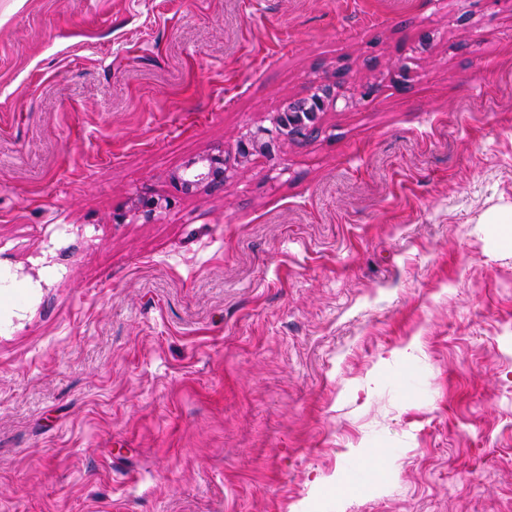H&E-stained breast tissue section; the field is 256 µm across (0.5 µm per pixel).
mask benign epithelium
I'll use <instances>...</instances> for the list:
<instances>
[{"label": "benign epithelium", "instance_id": "benign-epithelium-1", "mask_svg": "<svg viewBox=\"0 0 512 512\" xmlns=\"http://www.w3.org/2000/svg\"><path fill=\"white\" fill-rule=\"evenodd\" d=\"M337 101L335 87L330 81L318 82L312 92L304 97L289 102L285 111L278 114L274 120L275 131L278 136L296 141L305 138L317 129L318 117L325 111L328 105ZM276 139L272 130L259 127L247 133L239 142V156L248 160L254 151H268ZM226 178V166L224 156L220 154L210 155L206 163L200 169H188L177 178V183L184 191L191 190L200 183L222 184ZM173 205L171 198H155L151 196H137L134 213L151 220L157 213L169 209Z\"/></svg>", "mask_w": 512, "mask_h": 512}]
</instances>
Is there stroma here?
Segmentation results:
<instances>
[{
    "instance_id": "stroma-1",
    "label": "stroma",
    "mask_w": 512,
    "mask_h": 512,
    "mask_svg": "<svg viewBox=\"0 0 512 512\" xmlns=\"http://www.w3.org/2000/svg\"><path fill=\"white\" fill-rule=\"evenodd\" d=\"M511 208L512 0H0V512H512ZM337 101L335 87L328 80L317 82L304 98L290 101L284 112L274 120L278 136L296 141L317 129L320 112ZM276 143L270 129L259 127L255 131L247 133L240 140L238 154L241 159L247 161L253 151H269ZM206 163L201 169L189 168L177 178L181 190L190 191L200 183L224 184L226 178V166L223 155L215 154L206 158ZM137 202L134 209V214L144 218V220H151L157 213L169 209L173 205L171 198H155L151 196L136 197Z\"/></svg>"
}]
</instances>
